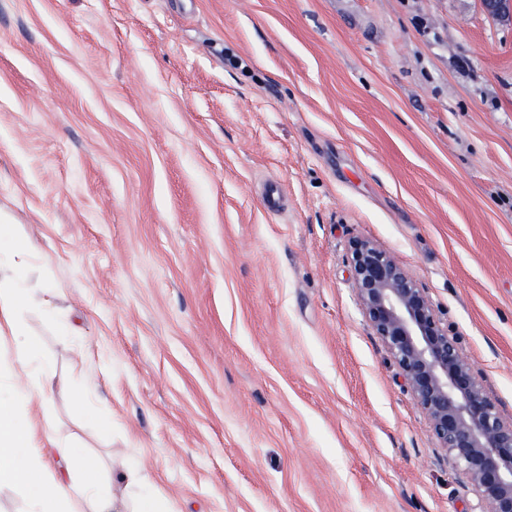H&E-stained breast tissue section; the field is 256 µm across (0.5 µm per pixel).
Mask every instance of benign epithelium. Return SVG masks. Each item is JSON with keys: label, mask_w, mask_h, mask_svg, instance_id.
<instances>
[{"label": "benign epithelium", "mask_w": 512, "mask_h": 512, "mask_svg": "<svg viewBox=\"0 0 512 512\" xmlns=\"http://www.w3.org/2000/svg\"><path fill=\"white\" fill-rule=\"evenodd\" d=\"M493 20L512 21V0H480ZM363 314L426 415L448 464L474 487L487 512H512V420L478 380L456 334L391 252L367 237L349 245Z\"/></svg>", "instance_id": "1"}]
</instances>
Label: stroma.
<instances>
[{"label":"stroma","mask_w":512,"mask_h":512,"mask_svg":"<svg viewBox=\"0 0 512 512\" xmlns=\"http://www.w3.org/2000/svg\"><path fill=\"white\" fill-rule=\"evenodd\" d=\"M0 226L55 369L25 412L136 468L117 497L480 512L349 266L393 253L512 419V24L479 0H0Z\"/></svg>","instance_id":"stroma-1"}]
</instances>
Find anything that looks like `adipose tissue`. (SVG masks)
<instances>
[{
    "label": "adipose tissue",
    "mask_w": 512,
    "mask_h": 512,
    "mask_svg": "<svg viewBox=\"0 0 512 512\" xmlns=\"http://www.w3.org/2000/svg\"><path fill=\"white\" fill-rule=\"evenodd\" d=\"M11 252L16 262L8 277L0 278V337L15 342L10 390L0 391V488L19 487L33 512H119L109 487L131 483V469L107 470L93 453L65 446L63 441L42 436L35 421L24 419L22 407L34 396L46 399L54 391V368L50 360L36 359L21 312L29 296L18 284L29 252L20 243L0 240V251ZM58 449L66 478H59L43 461V447Z\"/></svg>",
    "instance_id": "ef3b65f1"
}]
</instances>
